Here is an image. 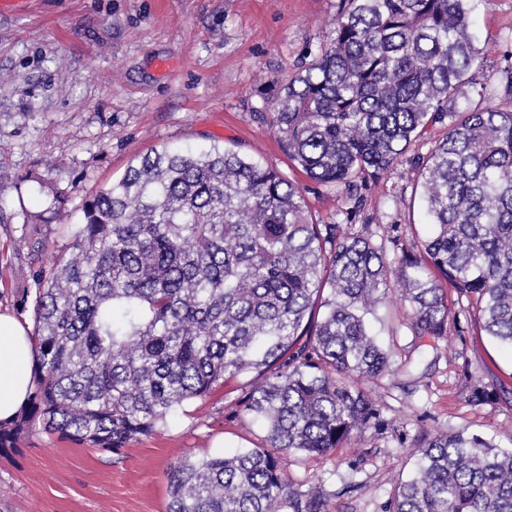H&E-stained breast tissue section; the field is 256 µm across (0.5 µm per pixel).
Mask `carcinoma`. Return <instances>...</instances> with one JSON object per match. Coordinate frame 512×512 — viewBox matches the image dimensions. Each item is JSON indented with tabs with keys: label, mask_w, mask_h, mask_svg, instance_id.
<instances>
[{
	"label": "carcinoma",
	"mask_w": 512,
	"mask_h": 512,
	"mask_svg": "<svg viewBox=\"0 0 512 512\" xmlns=\"http://www.w3.org/2000/svg\"><path fill=\"white\" fill-rule=\"evenodd\" d=\"M482 60L468 0H338L320 53L266 93L289 161L356 205L428 127L447 128L417 162L432 232L415 253L389 258L367 224L314 223L298 185L218 145L129 166L36 282L35 385L0 451L40 425L119 456L249 375L239 406L266 447L179 459L167 512H330L283 460L391 429L362 387L393 372L364 321L391 287L417 335L442 338L473 305L512 348V109L458 103ZM413 454L386 512H512V448L437 432Z\"/></svg>",
	"instance_id": "cac0c4a2"
}]
</instances>
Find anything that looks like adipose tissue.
<instances>
[{
  "label": "adipose tissue",
  "mask_w": 512,
  "mask_h": 512,
  "mask_svg": "<svg viewBox=\"0 0 512 512\" xmlns=\"http://www.w3.org/2000/svg\"><path fill=\"white\" fill-rule=\"evenodd\" d=\"M33 340L28 324L0 312V421L14 419L33 389Z\"/></svg>",
  "instance_id": "adipose-tissue-1"
}]
</instances>
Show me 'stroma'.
<instances>
[{
  "mask_svg": "<svg viewBox=\"0 0 512 512\" xmlns=\"http://www.w3.org/2000/svg\"><path fill=\"white\" fill-rule=\"evenodd\" d=\"M337 0H17L0 10V311L32 321L27 295L67 246L85 204L154 149L217 144L262 161L303 191L314 222L399 231L409 250L430 231L416 185L417 158L446 130L428 128L401 162L362 190L354 206L340 190L309 180L269 127L264 93L288 84L331 35ZM484 50L482 79L494 95L465 88L463 101L512 108V0H472ZM167 60V70L157 63ZM399 292L367 321L392 355L393 373L369 382L384 415L408 443L372 431L320 459L288 456L295 489L323 484L332 512H383L414 469L409 442L466 431L512 443V351L469 317L447 338H417ZM495 392L468 398L469 382ZM240 380L185 405L119 456L58 433L23 435L0 455V512H166L168 475L199 459L265 444L264 425L239 411ZM357 470H350L349 462ZM353 491H344L346 483Z\"/></svg>",
  "mask_w": 512,
  "mask_h": 512,
  "instance_id": "1",
  "label": "stroma"
}]
</instances>
